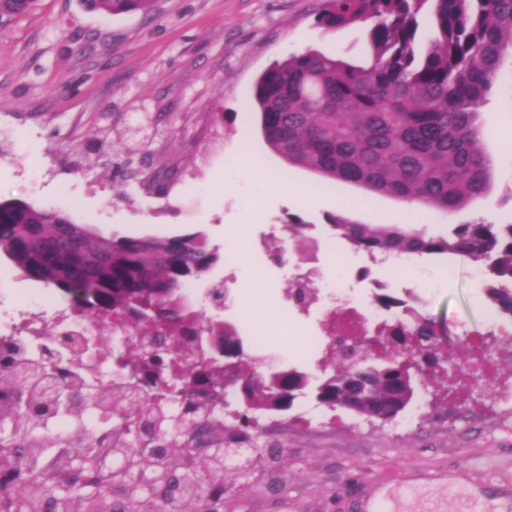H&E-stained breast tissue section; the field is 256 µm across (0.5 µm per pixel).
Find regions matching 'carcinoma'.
Returning a JSON list of instances; mask_svg holds the SVG:
<instances>
[{
    "label": "carcinoma",
    "instance_id": "cac0c4a2",
    "mask_svg": "<svg viewBox=\"0 0 512 512\" xmlns=\"http://www.w3.org/2000/svg\"><path fill=\"white\" fill-rule=\"evenodd\" d=\"M155 0H83L90 11L151 14ZM36 0H0V17H19ZM427 13L428 44L419 41ZM369 23L371 63L360 66L317 50L293 54L256 81L253 109L268 146L293 166L335 184L365 188L423 210L451 214L489 188L494 158L479 148V110L500 83L512 57V0H326L317 23L341 29ZM331 228L372 260L402 255L459 258L491 277L488 297L512 320V224H454L431 235L400 224H357L341 215ZM0 255L23 275L59 291L77 320L121 329L130 355L112 364L134 369L90 385L76 371L93 361L91 340L75 332L58 337L68 359L48 350L26 355L0 347V512H100L91 500L125 499L112 512H155L157 502L130 483L137 473L162 484L176 480L179 502L221 512L228 482L220 406L205 404L223 359L240 358L241 408L232 433L246 440L256 414L286 412L309 385L317 403L367 421L392 422L419 396L422 361L434 352V321L413 293L381 289L371 303L394 315L377 336L412 341L385 356L355 344L336 349L312 375L297 366L258 370L245 352L248 337L230 323L212 322L193 307L184 285L222 261L201 234L166 238L104 237L62 211L20 200L0 201ZM285 292L308 311L314 289ZM204 338L208 355H199ZM97 425L84 423L86 413ZM208 446L211 480L205 495L187 479L195 453Z\"/></svg>",
    "mask_w": 512,
    "mask_h": 512
}]
</instances>
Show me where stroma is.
Here are the masks:
<instances>
[{
	"label": "stroma",
	"instance_id": "1",
	"mask_svg": "<svg viewBox=\"0 0 512 512\" xmlns=\"http://www.w3.org/2000/svg\"><path fill=\"white\" fill-rule=\"evenodd\" d=\"M325 0H156L152 16L85 10L80 0H38L19 18L0 19V200L21 199L62 210L105 236L168 237L202 233L234 263H219L194 285L203 314L261 336L251 354L314 371L307 339L329 335L323 311L295 309L282 270L298 262L284 225L299 216L305 234L329 231L331 216L359 224H418L432 232L452 224L512 221V153L501 131L512 123L500 99L478 122L483 150L497 157L490 190L446 215L421 214L392 197L347 184L325 187L313 172L288 165L266 145L247 112L257 77L289 54L309 49L370 62L366 24L317 25ZM176 174L164 192L152 174ZM277 180L271 196L263 179ZM311 190L317 202L296 201ZM357 207H348V200ZM437 276L401 279L453 348L468 340L478 353L489 333L485 281L471 263L438 260ZM254 281L252 293L239 288ZM228 293L214 307L208 288ZM0 258V305L21 308L51 294ZM264 306L282 321L257 326L247 310ZM425 409L410 405L408 425L368 422L331 412L310 396L293 410L260 416L251 447L276 449L280 480L236 478L224 512H357L370 483L385 485L391 512H497L493 500L468 498L479 484L512 488V408L492 398L440 393Z\"/></svg>",
	"mask_w": 512,
	"mask_h": 512
}]
</instances>
